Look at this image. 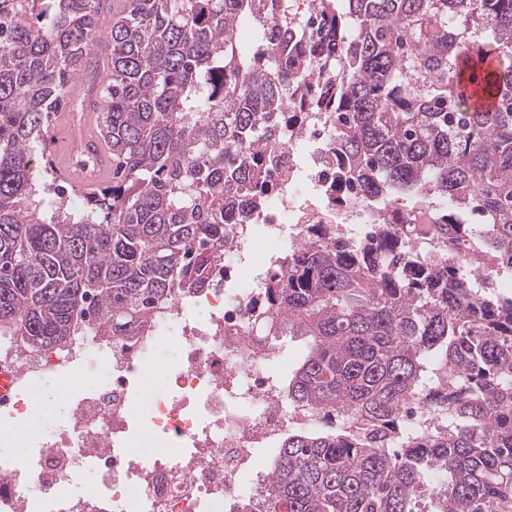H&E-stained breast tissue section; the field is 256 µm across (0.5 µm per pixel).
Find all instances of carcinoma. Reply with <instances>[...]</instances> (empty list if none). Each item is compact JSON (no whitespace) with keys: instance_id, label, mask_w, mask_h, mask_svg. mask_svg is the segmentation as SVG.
<instances>
[{"instance_id":"carcinoma-1","label":"carcinoma","mask_w":512,"mask_h":512,"mask_svg":"<svg viewBox=\"0 0 512 512\" xmlns=\"http://www.w3.org/2000/svg\"><path fill=\"white\" fill-rule=\"evenodd\" d=\"M316 2V40L290 17L265 56L234 27L265 30L279 0H131L104 36L103 0H0V336L64 346L94 322L129 336L175 294L195 297L296 95L336 114L343 176L362 199L411 203L407 223L441 250L426 269L393 227L350 247L316 224L288 254L257 330L306 340L288 400L356 433L288 431L262 506L237 512H512V296L493 290L512 269V0ZM331 38L336 76L314 81ZM75 72L85 97L72 110L104 103L112 156V184L77 209L34 163ZM432 197L448 216L417 207ZM471 248L488 259L481 288L446 258ZM412 401L446 412L447 427L395 437Z\"/></svg>"}]
</instances>
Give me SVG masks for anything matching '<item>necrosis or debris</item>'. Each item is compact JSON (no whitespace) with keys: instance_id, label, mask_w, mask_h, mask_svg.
Returning a JSON list of instances; mask_svg holds the SVG:
<instances>
[{"instance_id":"4bbe7bcc","label":"necrosis or debris","mask_w":512,"mask_h":512,"mask_svg":"<svg viewBox=\"0 0 512 512\" xmlns=\"http://www.w3.org/2000/svg\"><path fill=\"white\" fill-rule=\"evenodd\" d=\"M273 155L264 189L247 222L225 238L223 266L209 270L200 299L174 296L150 312L145 330L117 343L79 336L34 350L0 336V439L17 433L31 389L89 379L55 426L27 432L24 455H0V512H228L268 481L259 449L318 423L311 409L289 404L271 371L286 348L257 336L253 320L311 225H335L358 243L383 218L341 180L346 160L322 113L289 111ZM259 229L278 246L257 262L250 244ZM166 341L177 359L160 366L155 356ZM153 373L168 395L139 405L132 390ZM144 423L161 451L133 452Z\"/></svg>"}]
</instances>
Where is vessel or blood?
<instances>
[{
    "instance_id": "b4317fda",
    "label": "vessel or blood",
    "mask_w": 512,
    "mask_h": 512,
    "mask_svg": "<svg viewBox=\"0 0 512 512\" xmlns=\"http://www.w3.org/2000/svg\"><path fill=\"white\" fill-rule=\"evenodd\" d=\"M102 102H94L82 113L78 125L85 134L80 146L61 160L57 169L67 179L83 189H91L103 182L111 171V160L99 146V137L92 128L100 121Z\"/></svg>"
}]
</instances>
